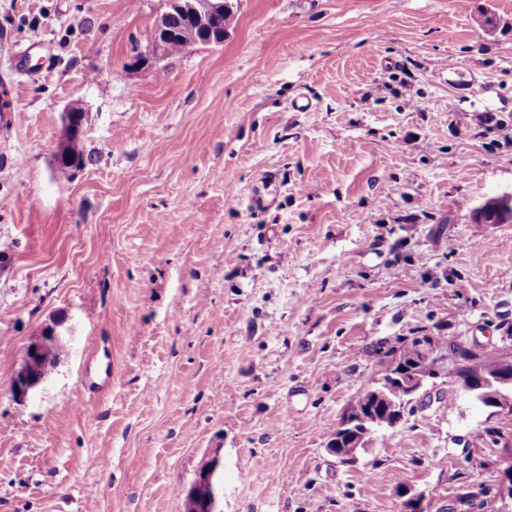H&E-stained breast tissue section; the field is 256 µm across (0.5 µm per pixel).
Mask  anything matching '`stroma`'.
I'll return each instance as SVG.
<instances>
[{"instance_id": "stroma-1", "label": "stroma", "mask_w": 512, "mask_h": 512, "mask_svg": "<svg viewBox=\"0 0 512 512\" xmlns=\"http://www.w3.org/2000/svg\"><path fill=\"white\" fill-rule=\"evenodd\" d=\"M233 6L159 68L165 0H0L41 46L0 58V512H185L215 452L221 512H401L407 485L512 512V414L445 373L356 463L326 451L379 343L512 349V222L472 221L512 192V0ZM71 108L89 161L64 169ZM17 112V89L12 82H0V128L13 126ZM45 341L60 343L62 341V336L58 334L56 328L52 327L45 333L44 336H42L40 340L31 343L27 347L23 366L17 372L13 381V390L15 394L22 398L26 397L30 393H33L45 379H35L30 375L29 365L33 362V359L37 358L34 360V364L31 366L32 371L39 376H47L55 364V357L53 353L56 347L45 346L41 354V350ZM31 349H34V352H31Z\"/></svg>"}]
</instances>
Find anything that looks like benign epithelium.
<instances>
[{"mask_svg":"<svg viewBox=\"0 0 512 512\" xmlns=\"http://www.w3.org/2000/svg\"><path fill=\"white\" fill-rule=\"evenodd\" d=\"M233 16L231 0H167V10L156 17L152 23L151 42L147 52L141 59L158 65L168 59V41L186 27H194L201 31L205 42L219 45L224 42V35ZM512 194L503 195L497 200L479 207L474 219L479 224H490L493 220L509 222L512 220ZM415 347L412 353L397 356L381 381L373 386V404L363 411L349 408L337 423L330 440L327 452L344 464L356 462L360 453L373 447L381 424L379 414L387 410H395L397 406L391 402V394L405 398L415 395L428 377L439 374L443 363L448 361L445 352L440 350L431 336L414 337ZM46 341L61 342L62 336L55 328H50L42 338L28 346L22 368L13 381L16 395L24 398L34 392L43 382L29 373V365L41 354ZM464 396L476 401L481 406L492 409L500 414L512 413V372H496L485 374L475 379L460 377L457 380ZM208 467L197 473L186 497L194 499L198 486L206 485L212 490L203 508L207 512H220L215 490V479L221 466L220 456L215 453L207 458ZM404 497L403 512H428L424 495L407 487L400 491Z\"/></svg>","mask_w":512,"mask_h":512,"instance_id":"7a95c632","label":"benign epithelium"}]
</instances>
